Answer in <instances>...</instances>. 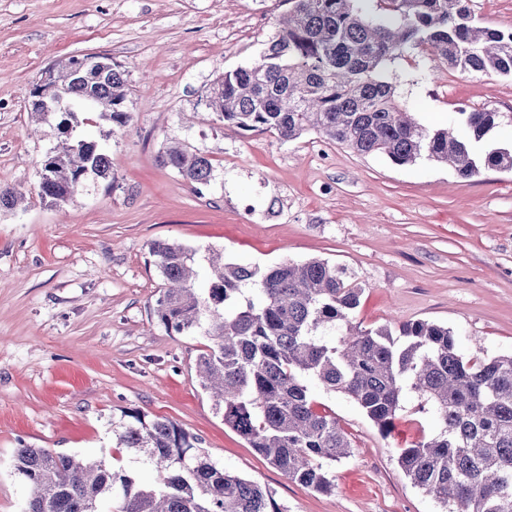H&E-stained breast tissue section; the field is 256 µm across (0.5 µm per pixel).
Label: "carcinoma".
<instances>
[{"mask_svg":"<svg viewBox=\"0 0 512 512\" xmlns=\"http://www.w3.org/2000/svg\"><path fill=\"white\" fill-rule=\"evenodd\" d=\"M359 0H288L286 20L262 44L257 62L216 77L204 98L219 121L244 132L292 142L316 133L360 155L382 154L398 166L422 157L469 179L480 167L512 170V151L478 157L474 145L500 125L491 110L455 112L448 127L428 130L395 101L388 61L419 48L436 68L473 76H512V32L474 22L468 0H377L379 14ZM89 71L69 58L50 77L66 101L88 97L99 118L130 120L128 71L106 56ZM57 124L65 142L47 157L39 196L73 199L85 177L112 181V161L95 140L77 137V113L30 105V116ZM159 164L193 186L214 166L187 145L171 146ZM24 199L0 186V211ZM149 253L162 284L157 322L177 334L198 333L209 345L197 359L201 387L216 413L249 447L294 481L331 492L332 466L352 445L335 416L318 410L305 380L351 397L386 435L405 399L433 414L436 431L401 449L405 477L444 512H512V353L465 352L455 332L425 319L362 329L352 315L363 288L348 269L324 259L284 260L268 269L203 256L209 281L196 285V250L154 241ZM116 445L153 467L138 470L104 460H77L49 448H16L14 473L31 488L25 512H280L259 483L217 467L199 439L174 421L140 409L112 422Z\"/></svg>","mask_w":512,"mask_h":512,"instance_id":"obj_1","label":"carcinoma"}]
</instances>
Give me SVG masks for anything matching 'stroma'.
Returning a JSON list of instances; mask_svg holds the SVG:
<instances>
[{"instance_id":"1","label":"stroma","mask_w":512,"mask_h":512,"mask_svg":"<svg viewBox=\"0 0 512 512\" xmlns=\"http://www.w3.org/2000/svg\"><path fill=\"white\" fill-rule=\"evenodd\" d=\"M287 0H0V186L25 205L0 212V512H24L30 488L12 473L26 445L153 471L112 436L122 410L166 417L224 470L258 482L282 512H442L404 476L399 449L430 436L410 399L381 434L348 396L309 388L353 452L324 495L271 467L225 427L195 365L201 335L167 332L153 316L161 283L148 246L176 241L262 267L325 259L364 288L354 322L376 329L426 319L465 351L512 352V170L459 178L420 159L397 166L311 133L283 143L234 132L202 97L224 71L253 64ZM106 55L128 72L131 121L115 129L78 115L79 135L105 138L111 181L85 179L73 201L38 196L56 125H32L33 86L59 61ZM386 74L401 107L430 129L449 113L503 120L482 150L512 148V77L434 68L418 50ZM182 142L214 176L195 188L157 157Z\"/></svg>"}]
</instances>
